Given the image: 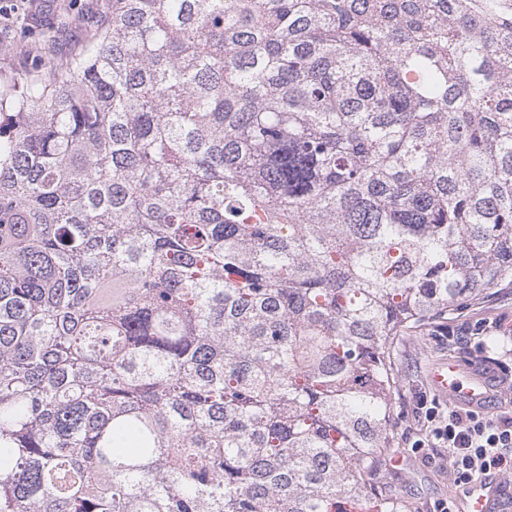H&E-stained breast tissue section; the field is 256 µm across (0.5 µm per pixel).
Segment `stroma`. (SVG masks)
Returning a JSON list of instances; mask_svg holds the SVG:
<instances>
[{
	"label": "stroma",
	"instance_id": "35a3bbf8",
	"mask_svg": "<svg viewBox=\"0 0 512 512\" xmlns=\"http://www.w3.org/2000/svg\"><path fill=\"white\" fill-rule=\"evenodd\" d=\"M110 6V0H22L12 24H0V71L16 74L46 68L67 57ZM482 318L497 321L494 335L477 339L464 335V328ZM394 356L400 379L395 435L404 464L391 469L387 486L411 503L412 512H434L441 500L456 512L463 489L450 474L447 449H431L425 458L411 448L424 421L422 402L449 404L432 388L428 372L439 360H462L492 379L489 413L512 411V287L495 289L484 302L463 306L424 334L400 337Z\"/></svg>",
	"mask_w": 512,
	"mask_h": 512
}]
</instances>
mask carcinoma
<instances>
[{"label":"carcinoma","mask_w":512,"mask_h":512,"mask_svg":"<svg viewBox=\"0 0 512 512\" xmlns=\"http://www.w3.org/2000/svg\"><path fill=\"white\" fill-rule=\"evenodd\" d=\"M512 285V0H111L0 72V512H410L394 340Z\"/></svg>","instance_id":"obj_1"}]
</instances>
